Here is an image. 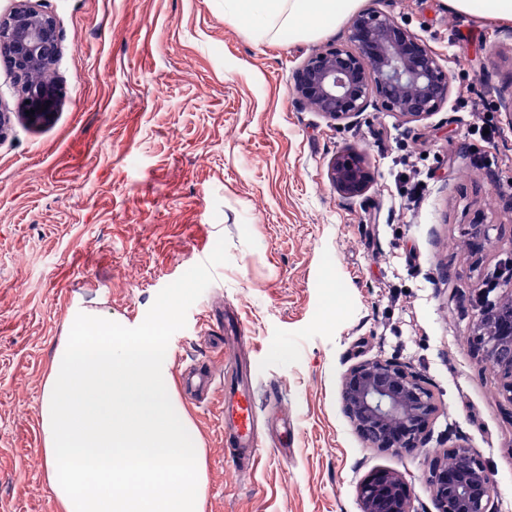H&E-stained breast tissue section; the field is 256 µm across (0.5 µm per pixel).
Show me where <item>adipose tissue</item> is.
I'll use <instances>...</instances> for the list:
<instances>
[{"instance_id":"1","label":"adipose tissue","mask_w":512,"mask_h":512,"mask_svg":"<svg viewBox=\"0 0 512 512\" xmlns=\"http://www.w3.org/2000/svg\"><path fill=\"white\" fill-rule=\"evenodd\" d=\"M358 7L359 0H224L225 14L246 20L259 39L284 32L292 40H312Z\"/></svg>"}]
</instances>
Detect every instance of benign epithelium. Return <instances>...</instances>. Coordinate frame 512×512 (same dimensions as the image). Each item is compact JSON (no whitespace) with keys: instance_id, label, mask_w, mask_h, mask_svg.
Wrapping results in <instances>:
<instances>
[{"instance_id":"obj_1","label":"benign epithelium","mask_w":512,"mask_h":512,"mask_svg":"<svg viewBox=\"0 0 512 512\" xmlns=\"http://www.w3.org/2000/svg\"><path fill=\"white\" fill-rule=\"evenodd\" d=\"M349 44L331 45L308 58L296 73L300 102L331 121L341 122L376 102L385 112L419 121L448 100V73L437 56L392 16L375 9L355 14ZM59 51L52 18L22 4L0 21V57L22 83L17 111L33 123L52 119L65 95L50 78ZM329 177L350 199L373 180L363 157H335ZM474 346L501 380L512 403V289L494 304L481 307ZM343 409L371 448L410 451L421 443L437 412L428 383L396 359H376L349 369L343 382ZM429 484L437 512H492L494 484L484 462L467 446L456 444L429 466ZM361 512H410L409 489L399 474L376 470L357 488Z\"/></svg>"}]
</instances>
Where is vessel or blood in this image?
I'll return each mask as SVG.
<instances>
[{
  "instance_id": "obj_1",
  "label": "vessel or blood",
  "mask_w": 512,
  "mask_h": 512,
  "mask_svg": "<svg viewBox=\"0 0 512 512\" xmlns=\"http://www.w3.org/2000/svg\"><path fill=\"white\" fill-rule=\"evenodd\" d=\"M215 383L212 375L188 367L182 375L181 385L191 392L210 390ZM224 390L221 421L224 442L231 448L235 469H254L260 440L254 430L256 405L251 382L238 373H231L220 383Z\"/></svg>"
}]
</instances>
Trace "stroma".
<instances>
[{
  "label": "stroma",
  "mask_w": 512,
  "mask_h": 512,
  "mask_svg": "<svg viewBox=\"0 0 512 512\" xmlns=\"http://www.w3.org/2000/svg\"><path fill=\"white\" fill-rule=\"evenodd\" d=\"M23 1L57 26L51 73L66 94L51 121L31 123L0 61V512H61L41 409L71 309L138 326L222 236L229 260L171 337L170 373L201 362L223 376L213 339L241 336L262 446L252 472L235 471L221 390L194 403L173 385L203 448L202 512H361L357 487L376 469L403 477L413 512H435L428 462L457 443L486 463L495 512H512V404L471 344L483 284L512 260V24L444 0H363L438 56L450 95L422 121L370 108L337 124L292 87L311 54L347 42V24L258 41L224 0H0V19ZM474 97L490 108L491 143L469 133ZM349 149L374 174L352 199L328 175ZM404 160L424 185L413 203ZM375 358L433 391L420 448L368 447L345 416L344 374Z\"/></svg>",
  "instance_id": "35a3bbf8"
}]
</instances>
